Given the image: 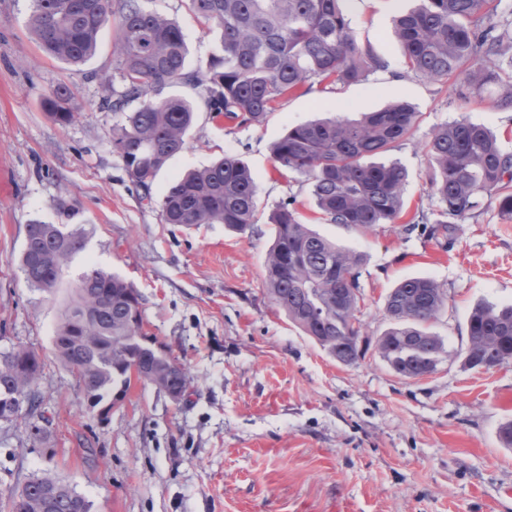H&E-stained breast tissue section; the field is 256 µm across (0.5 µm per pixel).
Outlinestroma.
<instances>
[{"label": "stroma", "mask_w": 512, "mask_h": 512, "mask_svg": "<svg viewBox=\"0 0 512 512\" xmlns=\"http://www.w3.org/2000/svg\"><path fill=\"white\" fill-rule=\"evenodd\" d=\"M411 0H345L359 47L387 68L336 92L285 100L262 124L213 119L201 90L186 148L152 185L232 154L251 167L260 208L296 196L314 230L362 252L361 359L344 365L294 326L268 299L263 259L266 222L244 233L220 224H166L146 204L112 148L119 113L101 79L111 75L115 29L106 25L96 55L73 71L46 55L28 27L31 0H0V351L23 346L44 362L41 410L53 423L50 444L29 436L27 420L0 427V512L9 490L33 471L76 488L92 512H512V447L498 429L512 421V364L463 365L467 320L479 303H512V215L480 200L432 239L402 224L368 234L313 218L307 187L281 179L270 148L289 126L332 114L355 116L405 100L419 114L411 139L391 155L409 171V212L437 219L427 195L423 150L433 130L459 117L485 124L512 154V108L481 104L456 88L408 74L393 19ZM149 6L181 25L189 67L206 70L216 51L181 0ZM73 84V119H50L44 98ZM34 221L82 229L83 252L54 295L27 287L19 268L25 227ZM122 276L142 297L143 331L186 368V400L133 383L125 400L98 418L72 372L53 355L61 313L87 262ZM433 278L447 302L431 329L446 353L417 379L396 374L377 341L390 326L384 300L399 281Z\"/></svg>", "instance_id": "stroma-1"}]
</instances>
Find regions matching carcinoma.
Masks as SVG:
<instances>
[{
  "mask_svg": "<svg viewBox=\"0 0 512 512\" xmlns=\"http://www.w3.org/2000/svg\"><path fill=\"white\" fill-rule=\"evenodd\" d=\"M147 0H32L28 25L39 48L71 68L96 54L101 30L116 24V57L106 97L122 115L112 145L131 179L154 203L157 174L187 145L195 120L192 99L166 87L200 88L210 112L240 124H260L293 94L336 90L386 68L385 61L356 44L345 0H183L202 27L217 32L218 53L206 71L189 69V47L180 25L146 6ZM500 0H416L395 19L407 72L433 83L457 82L467 102L482 103L490 85L503 93L496 103L512 107V22L496 19ZM71 84L46 98L48 116L74 117ZM419 113L394 102L358 119L334 117L289 127L271 149L273 169L308 187L320 219L362 233L395 224L405 207L409 173L387 157L412 138ZM431 174L428 196L443 219L419 212L411 224L433 237L448 232L479 199H495L512 214V154L482 124L462 117L437 127L425 143ZM290 196L268 215L273 241L264 257L270 301L336 361L360 358L357 317L363 296L359 270L364 255L320 235L302 222ZM165 224H222L242 233L258 223V187L248 164L235 155L175 179L159 202ZM20 269L28 287L53 294L85 236L67 224L26 225ZM442 287L428 277L399 282L385 298L392 326L378 342L380 358L397 374L418 378L434 371L447 353L429 330L445 305ZM141 296L129 283L88 263L57 325L54 356L78 374L88 401L128 393L132 379L152 383L154 359L142 348ZM464 364L489 370L512 362V305H478L467 320ZM68 336L87 342L64 343ZM23 351L0 352V412L35 415L40 396L30 381L12 374ZM9 496V512H91L75 489L33 473Z\"/></svg>",
  "mask_w": 512,
  "mask_h": 512,
  "instance_id": "cac0c4a2",
  "label": "carcinoma"
}]
</instances>
